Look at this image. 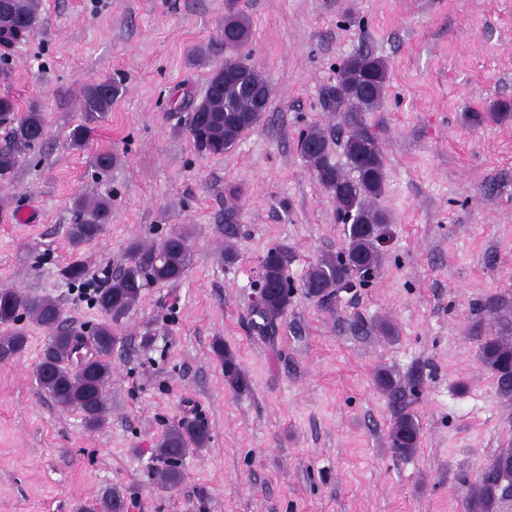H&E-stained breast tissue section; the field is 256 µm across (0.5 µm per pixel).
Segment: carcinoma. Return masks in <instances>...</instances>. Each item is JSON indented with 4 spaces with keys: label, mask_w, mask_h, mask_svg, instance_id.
I'll return each mask as SVG.
<instances>
[{
    "label": "carcinoma",
    "mask_w": 512,
    "mask_h": 512,
    "mask_svg": "<svg viewBox=\"0 0 512 512\" xmlns=\"http://www.w3.org/2000/svg\"><path fill=\"white\" fill-rule=\"evenodd\" d=\"M41 0H0V62L7 59L14 44H25L41 29ZM252 37L249 18L236 13L224 17V46L237 50ZM389 83L387 62L369 54H355L336 71V84L323 93L330 112H372L385 99ZM123 92L121 82L112 78L86 86L80 100L81 123L68 134L75 150L83 149L95 129L112 110ZM270 89L260 67L239 55L224 57L212 67L204 96L191 102L185 132L202 156H220L232 151L241 137L255 127L267 111ZM512 116V102L493 104L483 112H467L465 120L478 126L485 120L501 121ZM0 127L9 141L0 147V180L13 175L19 158L40 145L45 138L44 116L36 104L20 110L9 92L0 93ZM349 172H342L331 159V146L318 125L303 132L297 151L320 187L336 201V210L346 224L345 244L333 255L325 254L310 265L302 287L309 298L326 303L343 281L364 283L379 274L382 230L390 223L387 212L371 204L384 193L383 157L376 138L363 128L349 134L345 144ZM73 223L67 240L74 251L98 241L106 232L112 215L109 199L81 196L73 202ZM189 232H171L159 244L147 247L138 240L129 242L124 264L112 276V283L94 293V306L103 320L90 332L77 331L65 320L60 302L50 296L29 297L15 288H0V360L23 351L26 336L16 324L28 317L47 331L36 381L62 412H77L87 428L97 430L108 422L110 410L107 388L112 378V351L119 341L120 319L139 304L145 288L152 283L180 282L192 263ZM290 255L284 246L271 247L260 260L261 305L252 311L259 331L273 336L288 313L291 290L288 283ZM88 265L73 258L61 270L68 284L84 288ZM212 349L224 366V382L236 392L249 389L235 354L216 338ZM482 365L490 371L498 395L512 400V320L498 317V335L487 339L480 349ZM378 390L392 399L401 396V383L388 369L375 375ZM395 456L411 459L421 440V424L408 410L400 411L389 431ZM208 427L196 417L184 416L167 428L156 448L165 462L159 473L161 489H177L184 474L181 466L190 454L207 447ZM512 484V448L501 449L482 468L479 480L467 492L468 512H498ZM124 490L108 486L90 502L76 506L75 512H124Z\"/></svg>",
    "instance_id": "1"
}]
</instances>
